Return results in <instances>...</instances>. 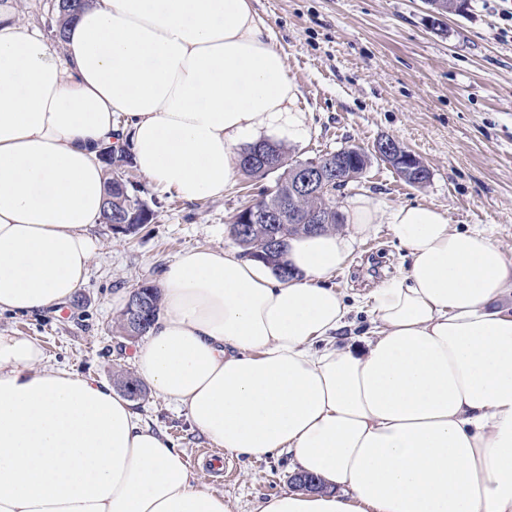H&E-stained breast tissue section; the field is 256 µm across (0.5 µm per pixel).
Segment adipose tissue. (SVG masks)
Returning a JSON list of instances; mask_svg holds the SVG:
<instances>
[{"mask_svg": "<svg viewBox=\"0 0 512 512\" xmlns=\"http://www.w3.org/2000/svg\"><path fill=\"white\" fill-rule=\"evenodd\" d=\"M253 0H91L63 51L0 0V314L58 309L84 285L107 178L128 146L182 200L222 197L247 138L308 134ZM351 235L290 240L294 278L220 248L160 276L161 310L133 364L234 455L288 451L325 483L258 512H512V260L480 228L366 194ZM387 225L410 263L351 309L332 277ZM0 335V512H229L183 452L110 385L42 365Z\"/></svg>", "mask_w": 512, "mask_h": 512, "instance_id": "adipose-tissue-1", "label": "adipose tissue"}]
</instances>
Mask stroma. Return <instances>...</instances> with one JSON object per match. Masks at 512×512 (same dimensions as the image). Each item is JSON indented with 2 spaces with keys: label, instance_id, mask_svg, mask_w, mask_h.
Instances as JSON below:
<instances>
[{
  "label": "stroma",
  "instance_id": "stroma-1",
  "mask_svg": "<svg viewBox=\"0 0 512 512\" xmlns=\"http://www.w3.org/2000/svg\"><path fill=\"white\" fill-rule=\"evenodd\" d=\"M457 4L434 22L424 0H255L308 118L306 138L291 148L295 158L352 145L370 151L392 137L429 170L427 183L412 186L386 162L372 160L339 194L338 207L360 193L384 209L432 205L456 228L485 229L512 258V33L503 32L502 0ZM128 176L154 210L153 221L130 236L95 225L99 247L87 281L61 310L0 315V333L41 344L45 367L113 386L136 376L132 357L139 343L119 328L113 295L156 283L161 268L184 249H235L232 219L261 187L244 175L223 197L188 203L137 169ZM408 263L386 225L355 243L349 266L331 280L354 308L355 334L369 326L368 314L356 307L359 294ZM133 409L186 455L201 486L223 491L230 512H256L261 500L292 484L293 458L285 452L259 459L226 454L221 468H212L216 447L153 389L134 399Z\"/></svg>",
  "mask_w": 512,
  "mask_h": 512
}]
</instances>
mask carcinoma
<instances>
[{
    "label": "carcinoma",
    "mask_w": 512,
    "mask_h": 512,
    "mask_svg": "<svg viewBox=\"0 0 512 512\" xmlns=\"http://www.w3.org/2000/svg\"><path fill=\"white\" fill-rule=\"evenodd\" d=\"M57 14L55 24V38L63 41L66 37L67 25L75 19L66 4L54 3ZM253 150L247 146L242 149L243 156L239 157L242 170L251 177L265 179L270 171L264 168L260 161H250L244 154ZM276 161L281 163L280 174L274 183L275 191L268 187H262L257 197V206H276L287 202L284 220L279 224H252L247 217V212L239 210L233 217L231 234L242 249L245 258H257L269 264L275 273L284 279L293 277V271L288 269L284 261L288 240L301 233H310L309 216L313 212L324 215V223L319 225L317 231L336 230V193L345 189L350 183L357 181L364 173V167L348 162L346 165L345 180L326 192H319L305 199L292 196L290 184L295 180L296 172L303 166L314 165L315 159L299 160L290 155L289 148L276 145ZM123 168L133 166L132 155L128 152H120L112 156L111 165L106 167V195L112 197V207H103L102 219H112L115 227L112 233L118 235H131L135 233L140 224H149L154 219V211L137 195V188L127 181L125 185L115 178L117 171L112 166Z\"/></svg>",
    "instance_id": "carcinoma-1"
}]
</instances>
